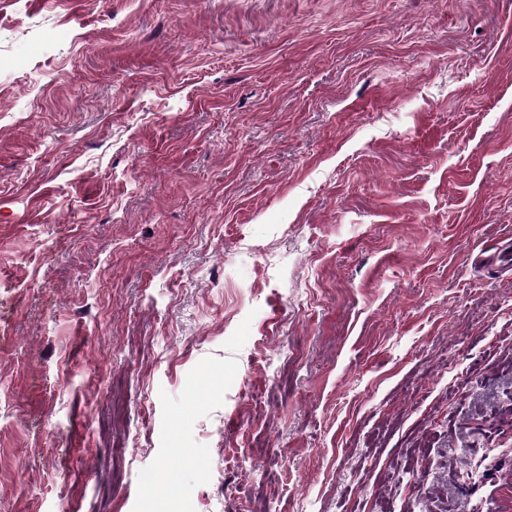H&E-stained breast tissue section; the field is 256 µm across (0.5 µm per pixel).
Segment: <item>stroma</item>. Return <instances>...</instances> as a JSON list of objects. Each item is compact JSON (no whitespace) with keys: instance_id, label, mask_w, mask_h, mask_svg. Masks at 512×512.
Segmentation results:
<instances>
[{"instance_id":"obj_1","label":"stroma","mask_w":512,"mask_h":512,"mask_svg":"<svg viewBox=\"0 0 512 512\" xmlns=\"http://www.w3.org/2000/svg\"><path fill=\"white\" fill-rule=\"evenodd\" d=\"M0 512H503L512 0H0Z\"/></svg>"}]
</instances>
